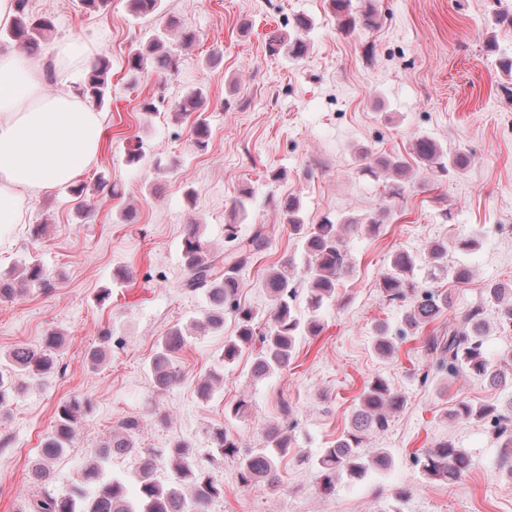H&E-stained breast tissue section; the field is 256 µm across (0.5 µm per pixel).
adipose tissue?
<instances>
[{
  "instance_id": "1",
  "label": "adipose tissue",
  "mask_w": 512,
  "mask_h": 512,
  "mask_svg": "<svg viewBox=\"0 0 512 512\" xmlns=\"http://www.w3.org/2000/svg\"><path fill=\"white\" fill-rule=\"evenodd\" d=\"M101 113L45 88L40 58L0 53V224L23 221L26 198L73 183L97 158Z\"/></svg>"
}]
</instances>
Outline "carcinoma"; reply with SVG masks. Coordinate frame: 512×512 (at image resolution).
Wrapping results in <instances>:
<instances>
[{"label": "carcinoma", "instance_id": "carcinoma-1", "mask_svg": "<svg viewBox=\"0 0 512 512\" xmlns=\"http://www.w3.org/2000/svg\"><path fill=\"white\" fill-rule=\"evenodd\" d=\"M337 17L345 29L357 25L370 28L373 11L356 19L351 14V0H331ZM15 15L8 27L0 30L6 37L29 52L38 48L39 42L54 28L50 20L36 18L29 12V0H14ZM161 0H132V12L145 18L159 13ZM309 22L300 18L288 36L271 35L268 49L272 53L285 52L291 58L301 57L307 48L306 33ZM166 29L151 30L145 50L137 51L128 58V73L132 77L151 71H167L175 65L166 51ZM109 60L104 56L94 60L88 70L86 82L80 95L95 106L102 107L109 92ZM205 103L200 88L188 92L175 105V110L185 114L194 112ZM414 153L421 163L446 175L458 172L466 164L462 155L448 156L437 142L421 137L414 143ZM375 168L395 178L389 188L390 198L403 196L404 187L397 181L405 172L404 162L398 156H384L375 163ZM107 187L104 181L93 186L84 182L66 188V192L78 204H83L93 190ZM279 208L287 218L291 233L302 248L304 284L310 291L311 312L305 318L295 314L291 302L296 296L294 267L287 263L271 272L264 280L273 305V314L268 330L260 338L261 348L251 364V375L261 379L288 368L295 353L297 338L316 336L322 330L318 311L324 301L333 297L336 286L352 272L343 231L358 228L361 223L354 218L333 221L324 218L318 224H307L300 215L299 201L288 197L279 202ZM270 229L260 224L251 236L238 242L236 248L226 254H216L201 242L196 229L191 228L183 243L184 276L182 287L189 290L202 289L208 300V312L203 326L219 329L224 325V313L231 312L237 320L236 336L224 341V364L229 365L239 358L243 349L251 346L255 336L256 313L240 305L237 295L241 288L238 272L269 243ZM430 267V275H450L459 282L470 276L469 267L461 262H448V244L434 243L425 258L408 251L397 253L391 266L381 280L384 297L395 303L408 299L414 292L412 278L421 262ZM410 300V299H408ZM448 305V299L428 290L410 300L403 322L405 328L423 327L439 315ZM484 307L476 305L465 314L461 326L448 328V334L429 336L424 342L426 351L439 357L448 366V376L459 374L488 378L501 385L508 384L507 371L493 365L482 351ZM187 341L182 329L175 328L159 341L151 360V373L161 388L174 385L179 380V371L173 364V355ZM62 336L56 332L46 335L39 347H17L0 359V410L24 388L27 380L46 378L61 369L58 359ZM375 350L390 356L394 350L393 338L381 324ZM403 400L395 396L388 384L377 378L367 384L360 395L351 431L336 444L324 450L318 460L321 490L331 494L336 488V476L342 472L351 477L363 476L370 467L386 464L381 455L372 463H364L359 452L365 430L383 431L388 427L391 412L401 409ZM87 405L73 398L58 407L55 423L40 448V462L33 467V479L38 491L27 502V512H209L211 504L224 497V482L207 468L198 455L189 451V445L176 441L167 448L142 449L136 447L135 435L139 422L135 418L122 421L112 432L108 442L97 449L87 461L80 484L67 492H59L53 485V476L45 462L63 454L71 444L78 423L85 416ZM456 414L462 418L490 420L496 437L501 440L502 452L499 463L512 472V415L500 413L493 408L475 409L459 404ZM211 453L215 456H235L240 452L237 439L224 428L210 432ZM287 439L275 440L271 448H255L242 456L239 463L238 480L243 486L265 481L273 486L278 483L280 456L287 453ZM133 455L138 458L133 472L137 485L140 508H133L127 499L126 483L120 479L102 481L106 463L117 456ZM160 458L168 459L171 476L164 482L156 476V463ZM425 475L450 484L461 479L469 470L470 459L465 452L447 441L424 451L416 457Z\"/></svg>", "mask_w": 512, "mask_h": 512}]
</instances>
